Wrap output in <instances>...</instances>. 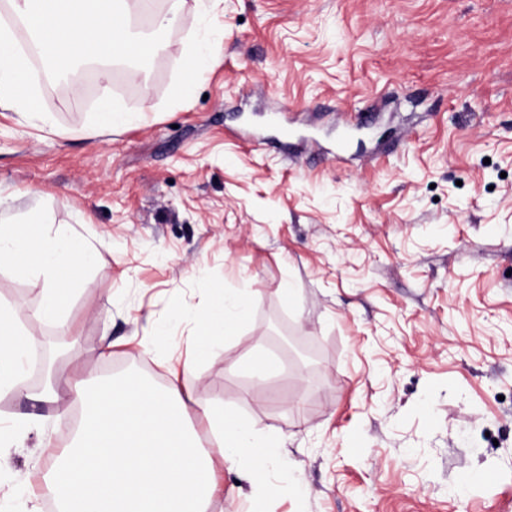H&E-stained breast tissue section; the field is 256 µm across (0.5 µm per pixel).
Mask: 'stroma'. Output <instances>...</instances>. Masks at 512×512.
Masks as SVG:
<instances>
[{
	"instance_id": "obj_1",
	"label": "stroma",
	"mask_w": 512,
	"mask_h": 512,
	"mask_svg": "<svg viewBox=\"0 0 512 512\" xmlns=\"http://www.w3.org/2000/svg\"><path fill=\"white\" fill-rule=\"evenodd\" d=\"M190 34L208 64L186 91ZM157 37L110 83L145 120L94 133L101 83L38 60L49 123L0 108V218L98 256L59 325L28 316L41 279L0 270L39 339L27 396L0 395V512H48L72 444L35 394L116 366L282 440L262 486L216 461L209 512H512V0H185ZM213 288L253 295L198 360ZM259 345L284 368L263 385Z\"/></svg>"
}]
</instances>
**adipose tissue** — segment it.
<instances>
[{
    "label": "adipose tissue",
    "instance_id": "obj_1",
    "mask_svg": "<svg viewBox=\"0 0 512 512\" xmlns=\"http://www.w3.org/2000/svg\"><path fill=\"white\" fill-rule=\"evenodd\" d=\"M44 65L64 72L86 62L147 58L156 45L137 33L134 15L144 0H8ZM31 62L14 32L0 26V107L30 110ZM90 257L64 233L34 225L0 224V268L43 280L35 320H58L67 289L61 274L87 266ZM249 306L247 291L211 292L197 343L198 355L231 335ZM22 303L0 304V394L25 390L22 359L37 338L20 327ZM44 403L69 400L80 412L77 442L51 466V491L59 512H209L217 487L212 458L263 475L282 451L279 439L254 433L223 405L201 401L198 413L209 435L202 446L185 423L183 390L177 382L156 388L133 377H115L74 391L49 388Z\"/></svg>",
    "mask_w": 512,
    "mask_h": 512
}]
</instances>
